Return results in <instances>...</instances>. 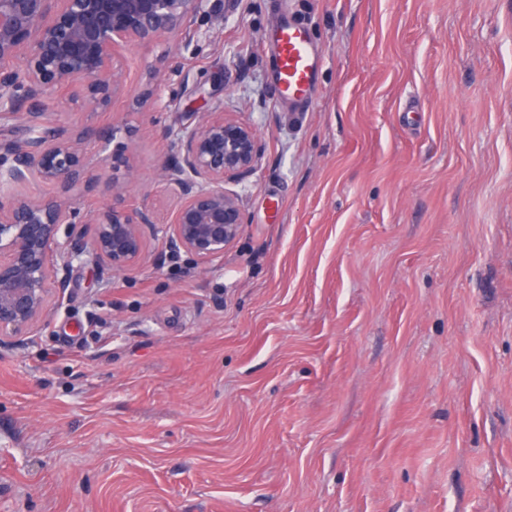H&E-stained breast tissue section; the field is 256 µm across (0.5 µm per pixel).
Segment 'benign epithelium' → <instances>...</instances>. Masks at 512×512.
Returning a JSON list of instances; mask_svg holds the SVG:
<instances>
[{
    "label": "benign epithelium",
    "instance_id": "1",
    "mask_svg": "<svg viewBox=\"0 0 512 512\" xmlns=\"http://www.w3.org/2000/svg\"><path fill=\"white\" fill-rule=\"evenodd\" d=\"M223 28L213 0H0V125L15 132L0 139V347L52 317L77 264L104 282L142 263L149 233L169 255L203 261L239 237L246 213L226 185L256 170L261 148L256 129L222 103L166 131L171 156L158 177L174 199L169 222L131 203L141 174L130 159L105 182L100 209L76 203V190L93 192L101 175L82 148L90 128L70 104L97 111L132 96L123 48L175 36L187 48Z\"/></svg>",
    "mask_w": 512,
    "mask_h": 512
}]
</instances>
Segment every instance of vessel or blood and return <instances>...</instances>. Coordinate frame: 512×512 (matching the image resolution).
<instances>
[{
    "mask_svg": "<svg viewBox=\"0 0 512 512\" xmlns=\"http://www.w3.org/2000/svg\"><path fill=\"white\" fill-rule=\"evenodd\" d=\"M272 59L271 83L277 100L289 111H308L318 89L323 55L308 22L283 15L268 38Z\"/></svg>",
    "mask_w": 512,
    "mask_h": 512,
    "instance_id": "vessel-or-blood-1",
    "label": "vessel or blood"
}]
</instances>
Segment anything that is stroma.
<instances>
[{
    "instance_id": "stroma-1",
    "label": "stroma",
    "mask_w": 512,
    "mask_h": 512,
    "mask_svg": "<svg viewBox=\"0 0 512 512\" xmlns=\"http://www.w3.org/2000/svg\"><path fill=\"white\" fill-rule=\"evenodd\" d=\"M272 2L127 52L142 104L75 113L119 125L83 149L118 177L135 153L161 223L190 108L223 101L261 159L223 258L74 266L0 348V512H512V0H287L325 58L300 119Z\"/></svg>"
}]
</instances>
